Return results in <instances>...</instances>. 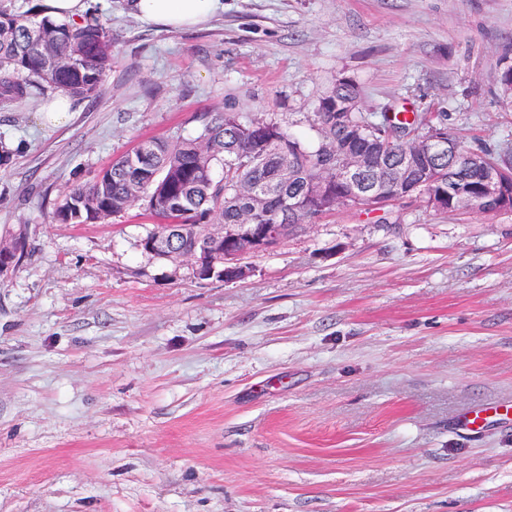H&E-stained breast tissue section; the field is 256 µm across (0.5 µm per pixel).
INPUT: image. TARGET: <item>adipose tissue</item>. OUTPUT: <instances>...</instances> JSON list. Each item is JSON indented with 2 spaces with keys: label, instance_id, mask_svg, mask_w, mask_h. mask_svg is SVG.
<instances>
[{
  "label": "adipose tissue",
  "instance_id": "adipose-tissue-1",
  "mask_svg": "<svg viewBox=\"0 0 512 512\" xmlns=\"http://www.w3.org/2000/svg\"><path fill=\"white\" fill-rule=\"evenodd\" d=\"M129 14L168 30L207 24L224 9L222 0H122Z\"/></svg>",
  "mask_w": 512,
  "mask_h": 512
}]
</instances>
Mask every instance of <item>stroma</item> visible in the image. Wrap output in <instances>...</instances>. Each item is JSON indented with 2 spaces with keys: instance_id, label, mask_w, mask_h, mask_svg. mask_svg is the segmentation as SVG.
Masks as SVG:
<instances>
[{
  "instance_id": "1",
  "label": "stroma",
  "mask_w": 512,
  "mask_h": 512,
  "mask_svg": "<svg viewBox=\"0 0 512 512\" xmlns=\"http://www.w3.org/2000/svg\"><path fill=\"white\" fill-rule=\"evenodd\" d=\"M112 69L44 130L52 92L0 110V512H512V213L395 205L303 224L244 276L142 248L147 201L55 224L65 186L205 112L318 147L354 79L364 112L430 113L512 158V0H224L166 31L113 5ZM17 241L0 243V276L8 274L27 253V244L24 245ZM23 256V257H24ZM21 259V260H20ZM512 420V403H495L477 406L463 415L458 425L471 432H479L487 425L497 421Z\"/></svg>"
}]
</instances>
